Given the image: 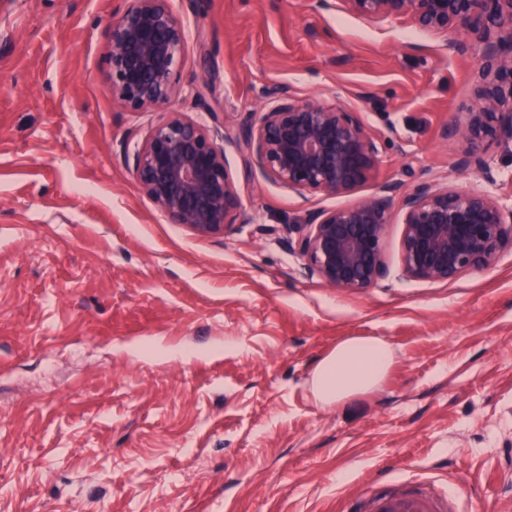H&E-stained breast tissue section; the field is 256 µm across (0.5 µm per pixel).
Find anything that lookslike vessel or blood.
<instances>
[{
  "mask_svg": "<svg viewBox=\"0 0 512 512\" xmlns=\"http://www.w3.org/2000/svg\"><path fill=\"white\" fill-rule=\"evenodd\" d=\"M347 506L352 512H455L456 509L444 482L432 473L404 481L390 490H367L350 496Z\"/></svg>",
  "mask_w": 512,
  "mask_h": 512,
  "instance_id": "1",
  "label": "vessel or blood"
}]
</instances>
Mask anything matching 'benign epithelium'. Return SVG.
<instances>
[{
  "label": "benign epithelium",
  "instance_id": "1",
  "mask_svg": "<svg viewBox=\"0 0 512 512\" xmlns=\"http://www.w3.org/2000/svg\"><path fill=\"white\" fill-rule=\"evenodd\" d=\"M108 32L104 84L121 108L144 112L168 106L180 91L184 27L171 0H126ZM358 17L410 18L424 31L462 30L446 43L457 55L482 47L475 105L441 136L460 145L454 168L493 182L482 156L485 142L512 141V0H339ZM264 106L232 138L178 112L153 126L122 159L171 224L202 236L225 234L237 224L239 200L226 167L224 143L233 145L247 179L255 171L300 194L338 196L367 182L379 158L378 140L339 101L298 96L286 84L262 92ZM402 215L400 251L409 278L451 282L493 267L512 251V212L485 192L459 190L443 178L399 182L335 209H307L284 225L288 250L303 269L330 288L361 292L388 274L384 241L392 207Z\"/></svg>",
  "mask_w": 512,
  "mask_h": 512
}]
</instances>
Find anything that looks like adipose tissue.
Returning a JSON list of instances; mask_svg holds the SVG:
<instances>
[{"label":"adipose tissue","mask_w":512,"mask_h":512,"mask_svg":"<svg viewBox=\"0 0 512 512\" xmlns=\"http://www.w3.org/2000/svg\"><path fill=\"white\" fill-rule=\"evenodd\" d=\"M393 362V350L379 339H349L324 359L315 373V389L324 402L377 387Z\"/></svg>","instance_id":"1"}]
</instances>
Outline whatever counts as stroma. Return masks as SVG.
Returning <instances> with one entry per match:
<instances>
[{
    "mask_svg": "<svg viewBox=\"0 0 512 512\" xmlns=\"http://www.w3.org/2000/svg\"><path fill=\"white\" fill-rule=\"evenodd\" d=\"M125 0H0V512H341L389 468L447 479L467 512H512V255L451 283L408 278L400 215L388 275L361 293L308 276L283 224L423 176L512 208L455 169L442 127L474 103L479 49L313 0H173L185 29L173 110L234 133L285 83L341 101L384 149L354 193L246 180L242 222L168 223L120 150L165 119L106 90ZM353 338L388 343L375 389L321 403L319 364Z\"/></svg>",
    "mask_w": 512,
    "mask_h": 512,
    "instance_id": "35a3bbf8",
    "label": "stroma"
}]
</instances>
